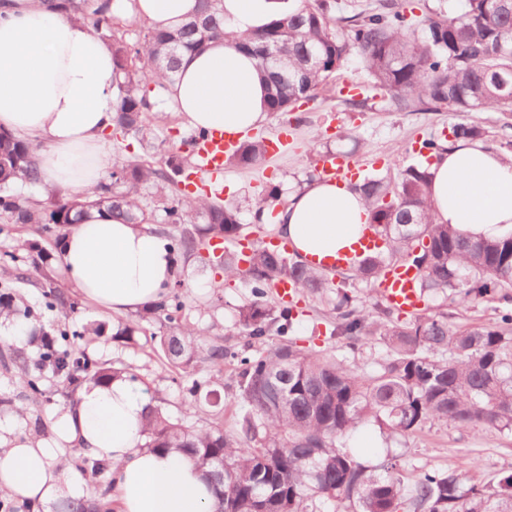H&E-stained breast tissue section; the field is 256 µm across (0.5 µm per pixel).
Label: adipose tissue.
Wrapping results in <instances>:
<instances>
[{
	"label": "adipose tissue",
	"mask_w": 512,
	"mask_h": 512,
	"mask_svg": "<svg viewBox=\"0 0 512 512\" xmlns=\"http://www.w3.org/2000/svg\"><path fill=\"white\" fill-rule=\"evenodd\" d=\"M233 38L187 56L166 98L195 130L242 133L268 119L266 83L238 34L287 12L288 0H223ZM197 0H112L113 16L169 29L189 21ZM112 51L90 26L45 0H0V129L37 147L48 187L82 193L104 178L112 157ZM436 223L473 236L512 231V159L483 143L460 142L432 162ZM301 257L332 256L354 243L367 206L349 181L314 179L289 189L275 218ZM61 264L91 305L123 315L155 301L175 277L168 236L95 209L70 225ZM146 401L126 376L83 385L62 408L49 438H10L0 452V491L47 503L82 488L70 448L112 466L116 512H209L214 500L204 468L177 451L144 445Z\"/></svg>",
	"instance_id": "obj_1"
}]
</instances>
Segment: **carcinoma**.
I'll return each instance as SVG.
<instances>
[{
	"mask_svg": "<svg viewBox=\"0 0 512 512\" xmlns=\"http://www.w3.org/2000/svg\"><path fill=\"white\" fill-rule=\"evenodd\" d=\"M200 0L199 16L175 31L149 29L130 44L118 34L110 0H59L56 8L73 12L111 41L116 96L112 135L143 143L153 132L150 113L159 107L166 81L186 54L203 51L211 41L232 36L215 4ZM422 0H375L349 6L340 0H301L295 13L274 20L244 38L268 83V108L286 114L316 98L352 55L369 77L368 91L388 95L400 110L440 108L512 112V0H465L459 13ZM273 49L276 60L266 58ZM453 140H486L474 125L450 128ZM203 133L184 136L183 153L157 168L134 155L112 166L110 181L77 196L59 191L46 206L22 193L39 182L35 148L0 130V218L11 224H36L39 235L22 241L25 255L3 252L0 263V317L32 318L45 307L67 318L75 302L58 284L53 255L43 234L51 226L77 222L86 207H105L142 224L153 212L139 200L147 183L171 190L162 210L174 225V249L188 260L211 239L229 245L243 236L236 208L202 190L182 189L198 171L197 143ZM269 146L263 139L241 142L225 163L252 167ZM430 173L423 163L395 174L371 173L358 182L368 207V223L377 227L383 246L355 261L339 279L296 257L256 244L248 256L225 248L215 259L224 280L246 279L252 298L237 321L244 343L232 348L219 336L182 318L180 278L162 297L146 305L138 319L124 324L114 338L135 340L140 322L165 326L159 348L175 369L176 381L193 403V417H172L148 405L145 447L174 448L207 469L213 486V512H323L325 503L351 512H512V473L497 481L465 483L456 471L401 473L387 450L374 460L340 444L374 422L391 434H412L428 425H452L462 431L512 433V232L473 239L451 224H437L430 213ZM282 189L265 186L255 211L280 199ZM24 259L40 272L36 304L16 303L17 291L30 282L16 265ZM416 267L421 296L441 303L406 319L375 296L385 272L396 264ZM283 277L296 294L328 308L325 331L359 347L382 340L388 354L373 374L355 361L305 348L289 336L296 305L268 302V290ZM496 300V317L477 325L449 320L442 306L476 309ZM98 324L38 330L35 352L0 347V370L18 376L20 397L33 404L46 398L45 381L62 384L74 399L87 383L105 384L137 374L120 361L89 354ZM219 372L233 366V383L243 408L224 427L221 413L198 403L216 393L211 380L198 375V362ZM75 464L90 477V493L59 501L52 512H98L111 504L105 460L84 456Z\"/></svg>",
	"mask_w": 512,
	"mask_h": 512,
	"instance_id": "carcinoma-1",
	"label": "carcinoma"
}]
</instances>
